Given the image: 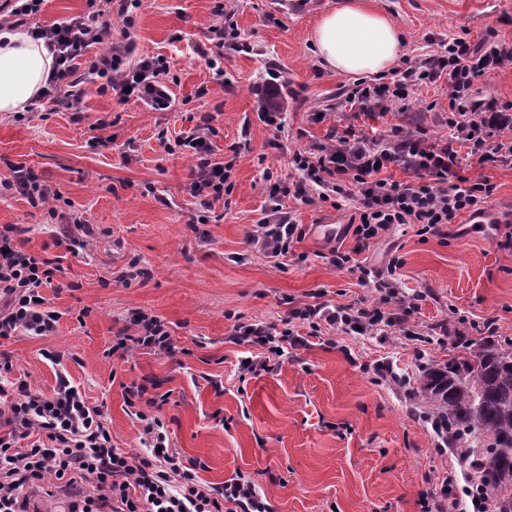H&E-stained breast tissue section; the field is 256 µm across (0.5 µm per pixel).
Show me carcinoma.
Instances as JSON below:
<instances>
[{
	"label": "carcinoma",
	"mask_w": 512,
	"mask_h": 512,
	"mask_svg": "<svg viewBox=\"0 0 512 512\" xmlns=\"http://www.w3.org/2000/svg\"><path fill=\"white\" fill-rule=\"evenodd\" d=\"M465 347L464 356L426 371L421 393L435 431L473 461L458 508L479 489L494 512H512V349L489 336Z\"/></svg>",
	"instance_id": "cac0c4a2"
}]
</instances>
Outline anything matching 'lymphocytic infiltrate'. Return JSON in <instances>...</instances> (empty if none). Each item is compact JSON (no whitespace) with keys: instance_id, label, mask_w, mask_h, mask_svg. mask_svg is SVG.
<instances>
[{"instance_id":"1","label":"lymphocytic infiltrate","mask_w":512,"mask_h":512,"mask_svg":"<svg viewBox=\"0 0 512 512\" xmlns=\"http://www.w3.org/2000/svg\"><path fill=\"white\" fill-rule=\"evenodd\" d=\"M34 37L54 48V76L44 98L58 100L72 93L83 80L99 84L100 93L120 99L133 96L153 109L170 106L171 90L164 79L162 58L133 57V42H114L107 27L94 20L72 19L49 28L35 27ZM86 57L84 70L76 58ZM512 63V48L497 40L472 44L462 37L439 39L431 53L403 59L391 82L355 86L343 106L371 115H396L397 124L379 134L356 132L353 126L332 127L324 143L310 152L295 153L292 164L299 177L271 193L252 243L267 257L287 255L298 232L292 216L279 202L288 195L305 204L315 201L352 202L359 221L353 229L351 251L335 252L334 266L359 272L371 283L372 302L348 305L320 301L293 307L280 325L238 323L233 341L252 347L239 369L246 375L271 371L272 357L285 347L304 348L310 339L334 345L343 335H391L399 331L423 341L425 332L410 324L412 306L400 290L395 265L375 268L358 256L396 226L411 224L420 237H443L462 215L484 214L495 186L485 175L464 174V163L512 162V100H481L473 95L478 77ZM448 87V135L432 138L410 114L412 93L425 85ZM195 160L190 192L202 208L224 195L228 168L215 157L209 141L198 135L176 139ZM1 181L34 207H49L58 191L34 178L21 165H10ZM402 179H395V172ZM19 224L0 225V338L20 332L53 335L60 316L39 297L51 284L54 269L49 258L17 248L23 234ZM135 335L119 334L109 355L124 359L138 347L168 355L176 345L166 323L158 316L138 313ZM127 407L141 423L140 452L114 447L112 433L100 407L89 405L78 386L59 377L51 395L34 390L13 377L10 362H0V512H27L29 491L40 483L63 487L88 482L93 492L70 504V512H270L250 477L236 474L223 486L202 484L200 462L183 460L171 448L156 411L166 395L150 393L147 385L124 387Z\"/></svg>"}]
</instances>
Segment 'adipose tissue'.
Here are the masks:
<instances>
[{
    "label": "adipose tissue",
    "instance_id": "1",
    "mask_svg": "<svg viewBox=\"0 0 512 512\" xmlns=\"http://www.w3.org/2000/svg\"><path fill=\"white\" fill-rule=\"evenodd\" d=\"M321 62L345 75L391 70L401 44L396 27L382 14L355 4L325 13L311 32ZM53 55L44 40L23 27L0 30V113L23 111L46 88Z\"/></svg>",
    "mask_w": 512,
    "mask_h": 512
}]
</instances>
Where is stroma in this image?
I'll list each match as a JSON object with an SVG mask.
<instances>
[{
  "instance_id": "35a3bbf8",
  "label": "stroma",
  "mask_w": 512,
  "mask_h": 512,
  "mask_svg": "<svg viewBox=\"0 0 512 512\" xmlns=\"http://www.w3.org/2000/svg\"><path fill=\"white\" fill-rule=\"evenodd\" d=\"M345 2L137 0L122 15L113 0H45L28 27L90 16L113 41L133 36L139 52L167 59L173 101L158 111L100 94L89 81L80 114L47 99L19 115L0 113V179L21 164L61 196L51 213L0 193V225H26L27 250L60 258L43 295L62 314L54 335L0 340V360L46 395L66 375L102 407L114 446L133 454L141 423L124 403L123 385L155 382L168 396L158 415L171 445L202 463V482L219 487L243 472L272 512H424L435 475L457 463L419 394L424 368L481 341L476 326L488 319L497 323L496 340L512 341V246L505 243L512 162L482 169L495 186L498 230L452 224L447 237L424 239L400 226L362 254L371 266L397 261L404 294L421 297L413 324L447 322V335L434 337L423 358L407 336H342L333 347L285 349L271 372L244 378L238 362L248 350L229 340L234 322L280 324L291 303L314 291L332 305L372 297L371 284L330 262L335 248L354 247L353 237L333 243L312 233L316 224H348L354 206L284 200L304 231L288 257H267L251 242L274 185L295 175L292 154L322 142L341 118L336 104L354 80L325 68L309 35L325 11ZM367 2L402 30L405 57L430 52L434 38L475 42L489 31L512 45V0ZM128 14L134 27L125 24ZM225 22L245 48L224 47L208 66L199 52L213 46L211 27ZM262 93L283 101L282 128L262 120ZM411 109L428 135L446 134V87L420 88ZM315 112L324 121H313ZM102 118L112 122V141L97 148L90 140ZM204 122L229 168L223 197L207 210L189 193L193 160L166 149ZM75 215L84 227L74 239L58 238L57 225ZM133 262L147 278L122 282ZM138 311L167 323L175 356L142 348L124 360L108 356ZM382 360L393 362L398 381L377 377Z\"/></svg>"
}]
</instances>
